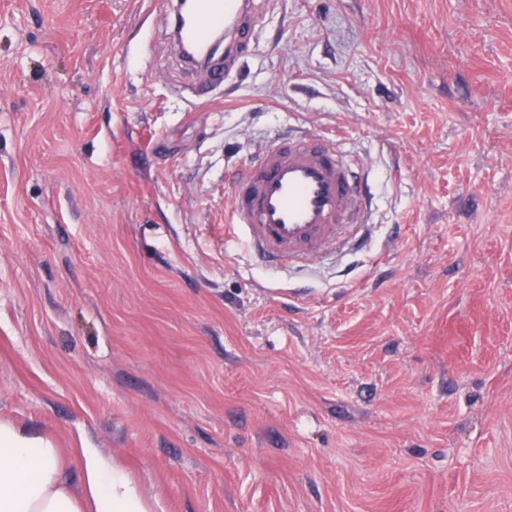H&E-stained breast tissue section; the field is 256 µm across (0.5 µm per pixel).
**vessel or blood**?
<instances>
[{"mask_svg":"<svg viewBox=\"0 0 512 512\" xmlns=\"http://www.w3.org/2000/svg\"><path fill=\"white\" fill-rule=\"evenodd\" d=\"M273 0H194L182 30L185 41H226L224 57L208 60V81H226L257 36L260 4ZM231 233L269 268L311 264L329 251L360 245L366 201L358 172L341 138L304 133L271 138L258 156L235 170Z\"/></svg>","mask_w":512,"mask_h":512,"instance_id":"vessel-or-blood-1","label":"vessel or blood"}]
</instances>
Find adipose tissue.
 <instances>
[{"instance_id": "obj_1", "label": "adipose tissue", "mask_w": 512, "mask_h": 512, "mask_svg": "<svg viewBox=\"0 0 512 512\" xmlns=\"http://www.w3.org/2000/svg\"><path fill=\"white\" fill-rule=\"evenodd\" d=\"M64 468L51 440L0 422V512H152L135 481L99 455L84 453L81 488Z\"/></svg>"}]
</instances>
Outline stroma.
<instances>
[{"label":"stroma","instance_id":"1","mask_svg":"<svg viewBox=\"0 0 512 512\" xmlns=\"http://www.w3.org/2000/svg\"><path fill=\"white\" fill-rule=\"evenodd\" d=\"M227 90L168 0H0V421L157 512H512V0H276ZM344 137L363 250L225 238L227 169Z\"/></svg>","mask_w":512,"mask_h":512}]
</instances>
